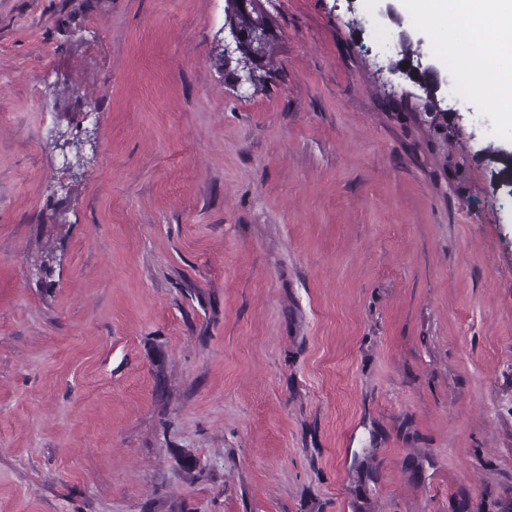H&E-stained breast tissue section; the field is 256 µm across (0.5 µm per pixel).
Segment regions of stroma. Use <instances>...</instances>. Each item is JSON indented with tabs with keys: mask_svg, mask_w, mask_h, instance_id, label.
I'll use <instances>...</instances> for the list:
<instances>
[{
	"mask_svg": "<svg viewBox=\"0 0 512 512\" xmlns=\"http://www.w3.org/2000/svg\"><path fill=\"white\" fill-rule=\"evenodd\" d=\"M261 3L243 94L225 0H0V512H512L490 107Z\"/></svg>",
	"mask_w": 512,
	"mask_h": 512,
	"instance_id": "obj_1",
	"label": "stroma"
}]
</instances>
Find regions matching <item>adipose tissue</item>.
<instances>
[{
	"label": "adipose tissue",
	"mask_w": 512,
	"mask_h": 512,
	"mask_svg": "<svg viewBox=\"0 0 512 512\" xmlns=\"http://www.w3.org/2000/svg\"><path fill=\"white\" fill-rule=\"evenodd\" d=\"M422 19L446 41L465 22L470 66L488 73L482 90L494 107L512 112V0H418Z\"/></svg>",
	"instance_id": "1"
}]
</instances>
